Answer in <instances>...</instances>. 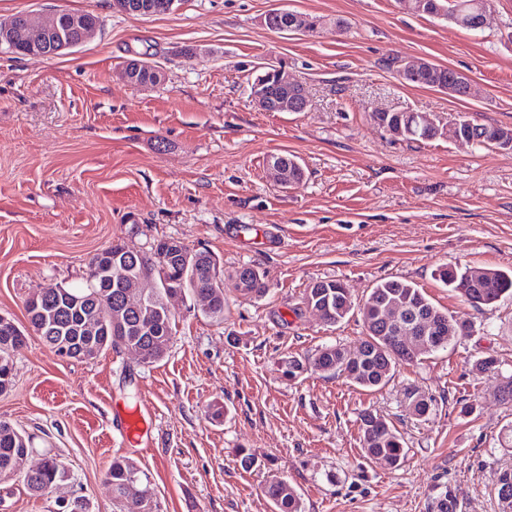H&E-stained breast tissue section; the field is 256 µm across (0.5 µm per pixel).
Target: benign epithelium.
Instances as JSON below:
<instances>
[{
  "instance_id": "obj_1",
  "label": "benign epithelium",
  "mask_w": 512,
  "mask_h": 512,
  "mask_svg": "<svg viewBox=\"0 0 512 512\" xmlns=\"http://www.w3.org/2000/svg\"><path fill=\"white\" fill-rule=\"evenodd\" d=\"M99 28L98 22L83 12H59L49 21L34 13H20L5 19L0 18V47L10 48L20 40L26 45L25 54L28 56H54L62 51L84 46L95 37ZM430 69L431 65L427 61L413 60L403 66L400 77L408 82L417 78L419 73ZM268 78L284 88L295 84V79L284 67L273 66L251 90L254 103L261 109L270 106L265 87V80ZM470 85V80L459 72L455 84L448 87L440 82L435 84V89L460 96L468 91ZM391 315L394 326L400 331H427L420 319L411 318L399 307L391 309Z\"/></svg>"
}]
</instances>
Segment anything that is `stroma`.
<instances>
[{
  "label": "stroma",
  "mask_w": 512,
  "mask_h": 512,
  "mask_svg": "<svg viewBox=\"0 0 512 512\" xmlns=\"http://www.w3.org/2000/svg\"><path fill=\"white\" fill-rule=\"evenodd\" d=\"M274 8L318 17L311 33H275ZM90 12L100 33L54 57L0 52V316L27 325L39 288L82 281L92 255L119 241L148 250L172 238L206 249L224 271L252 266L261 297L228 294L223 320L191 298L174 301L163 360L139 363L108 349L58 357L38 339L13 355L14 385L0 421L52 451L69 478L53 494L0 481V512H56L84 496L113 512L104 483L113 459L132 460L159 512H271L264 485L287 478L304 512H501L497 480L512 466V296L474 310L437 280L442 266L512 269V150L440 138L395 141L373 109L465 116L512 129V0H493L486 27L420 17L399 0H175L171 12L132 16L111 0H0V16ZM425 59L469 75L478 96L404 82L387 59ZM132 60L164 78L134 85ZM283 64L306 89L302 112H264L250 83ZM296 155L306 175L284 190L267 162ZM414 283L441 307L471 318V335L401 367L368 392L344 377H282V357L363 337L359 316L327 325L301 308L320 279L362 300L376 282ZM475 356L497 361L478 375ZM434 399L419 418L408 390ZM226 407L208 418L211 405ZM140 408L142 443L122 444L114 408ZM372 410L405 441L394 469L365 460L359 416ZM254 459L242 469L238 449Z\"/></svg>",
  "instance_id": "1"
}]
</instances>
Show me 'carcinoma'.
<instances>
[{
    "label": "carcinoma",
    "mask_w": 512,
    "mask_h": 512,
    "mask_svg": "<svg viewBox=\"0 0 512 512\" xmlns=\"http://www.w3.org/2000/svg\"><path fill=\"white\" fill-rule=\"evenodd\" d=\"M172 0H128L130 14L159 15L168 11ZM471 0H425L421 15L438 17L462 28L473 30L470 21ZM412 111L369 113L371 121L397 141L419 142L446 138L478 146H494V126L477 125L465 116L432 132L430 125L417 120ZM279 167L276 181L284 188L302 183L305 172L292 155L272 157ZM438 281L456 293L475 310L491 306L512 294V270L488 267H442ZM241 295L262 297L268 291L264 275L251 266H242L229 274L219 267V260L206 250L172 246V240L160 239L144 252L114 243L96 252L88 263L85 281L65 288H40L25 302L29 326L40 342L55 349L67 345L72 357L92 359L102 351L122 349L143 364L161 360L172 337L170 303L190 295L205 316L224 319V288ZM82 299L72 308L71 297ZM305 309L327 324H337L352 313L361 317L365 336L353 346H325L299 359L289 356L278 362L279 371L290 380L304 373L343 376L366 391L385 387L403 365H410L439 351H444L458 336H468L473 322L435 305L428 295L411 282L390 279L377 282L362 303L354 304L349 289L336 279L316 280L305 288ZM412 309L420 314L431 331L406 342L390 326L383 310L390 306ZM28 339L25 331L10 320L0 319V394L13 382L11 353ZM409 408L424 416L431 399L418 390L407 394ZM359 430L365 458L391 469L404 460L403 437L385 417L365 410L360 415ZM33 452L32 437L8 422L0 421V476L14 472L28 491L43 495L68 480V471L49 451L43 452L44 463L35 470L24 466L25 457ZM145 474L128 460H115L105 474L118 512H156ZM264 495L273 512H302L296 488L283 477L267 482ZM498 495L502 512H512V469L498 478Z\"/></svg>",
    "instance_id": "carcinoma-1"
}]
</instances>
